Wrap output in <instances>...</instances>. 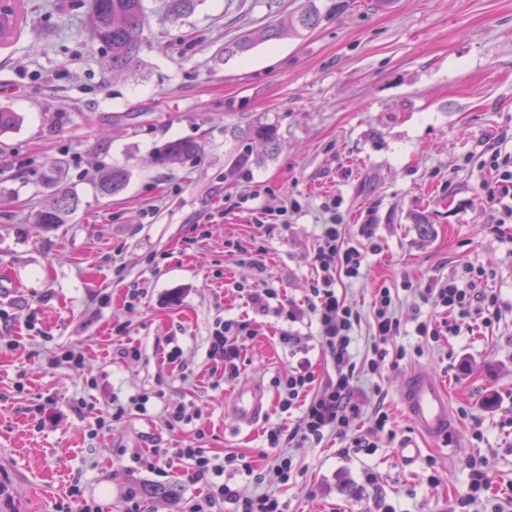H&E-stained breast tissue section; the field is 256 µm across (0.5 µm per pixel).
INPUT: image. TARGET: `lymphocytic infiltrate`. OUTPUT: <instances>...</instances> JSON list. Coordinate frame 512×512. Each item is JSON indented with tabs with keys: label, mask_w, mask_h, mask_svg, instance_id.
<instances>
[{
	"label": "lymphocytic infiltrate",
	"mask_w": 512,
	"mask_h": 512,
	"mask_svg": "<svg viewBox=\"0 0 512 512\" xmlns=\"http://www.w3.org/2000/svg\"><path fill=\"white\" fill-rule=\"evenodd\" d=\"M499 152H492L490 165L498 170L496 181L483 183L481 191L495 223L512 222V172L502 171ZM373 224L358 225L354 235H347L343 224H326L317 237L312 262L318 276L310 288L305 305L281 296L274 288H248L244 294L252 308L247 318L218 321L209 338V353L222 363L221 377L232 383L241 374L245 341L258 335V320L274 315L288 322V329L278 336L295 363L284 376L274 378L283 413H296L291 426H273L265 431L267 448L274 455L265 471H255L246 455L229 452L222 461H215L204 448L188 445L176 449V458L188 466L192 482L206 486L203 498L186 503L184 512H214L225 504L229 512H288V504L277 495L279 487L288 485L298 469L285 449L288 443L318 444L326 436L339 439L341 456L350 452L370 451L372 443L354 430L366 409H373L377 431H384L388 416L381 406H369L359 392L361 377L381 375L389 357L407 358L406 349L390 352L388 343L400 336L403 325L395 314V296L390 289L379 288L371 303V342L365 353L356 349V331L361 323L359 310L340 293L342 280L357 281L366 273L368 254L378 252L380 244ZM488 275L472 266L463 267L459 275L432 280L421 289L422 299L433 308L447 312L448 320L418 321L414 333L437 342L441 337L458 335L459 322L480 315L484 324L500 317L498 297L484 286ZM311 321L316 336L297 330V323ZM318 345L328 374L313 370L308 359L311 345Z\"/></svg>",
	"instance_id": "f902f5d3"
}]
</instances>
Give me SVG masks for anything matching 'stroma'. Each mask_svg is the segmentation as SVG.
Masks as SVG:
<instances>
[{
    "label": "stroma",
    "instance_id": "35a3bbf8",
    "mask_svg": "<svg viewBox=\"0 0 512 512\" xmlns=\"http://www.w3.org/2000/svg\"><path fill=\"white\" fill-rule=\"evenodd\" d=\"M201 0L180 26L148 0L143 77L112 78L89 35L88 0H24L30 18L0 48V106L22 124L0 136V512H55L71 484L102 512H124L135 487L141 512H178L204 494L183 461L166 473L131 471L135 453L198 441L208 454L235 452L257 466L264 431L287 424L274 377L288 370L277 339L283 319L267 316L245 344L242 379L268 395L254 427L229 410L232 390L217 385L208 338L216 321L242 314L238 285L258 273L225 250L256 239L270 287L304 303L314 277L316 236L332 216L347 234L373 224L381 249L366 276L343 292L361 313L358 349L368 343L370 303L391 289L406 330L390 349H418L382 377L394 439L379 434L372 453L337 454L336 440L291 443L298 474L279 494L288 512H448L468 484L466 461L486 456L493 488L473 512H512V244L492 230L480 186L489 149L512 154V0ZM324 19L293 33L309 5ZM265 25L281 37L231 58L224 44ZM273 130L276 150L252 132ZM202 150L185 164L154 162L167 142ZM252 150L243 168L233 155ZM66 163L81 198L75 217L47 230L34 214L51 202L46 177ZM120 164L126 188L103 197L99 174ZM273 230L259 235L258 224ZM474 265L490 272L502 317L492 327L461 320L459 336L427 343L411 333L432 312L419 290ZM144 288L137 305L127 292ZM179 365L166 359L168 338ZM141 356L122 360L118 344ZM82 349L75 371L66 354ZM431 370L450 388L456 431L445 441L417 436L400 404L406 373ZM154 398L142 414L111 423L113 403ZM85 400L90 413L70 404ZM200 408L179 431L166 429L168 405ZM107 427H99V419ZM481 427L484 439L472 430ZM415 442L418 456L398 453ZM374 483H366V474Z\"/></svg>",
    "mask_w": 512,
    "mask_h": 512
}]
</instances>
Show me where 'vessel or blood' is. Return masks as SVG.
I'll list each match as a JSON object with an SVG mask.
<instances>
[{
  "mask_svg": "<svg viewBox=\"0 0 512 512\" xmlns=\"http://www.w3.org/2000/svg\"><path fill=\"white\" fill-rule=\"evenodd\" d=\"M265 395L255 382H243L237 389L231 411L239 423L249 425L261 415ZM402 404L420 433L431 439H446L454 427L449 413V396L432 373L415 369L404 381Z\"/></svg>",
  "mask_w": 512,
  "mask_h": 512,
  "instance_id": "vessel-or-blood-1",
  "label": "vessel or blood"
}]
</instances>
